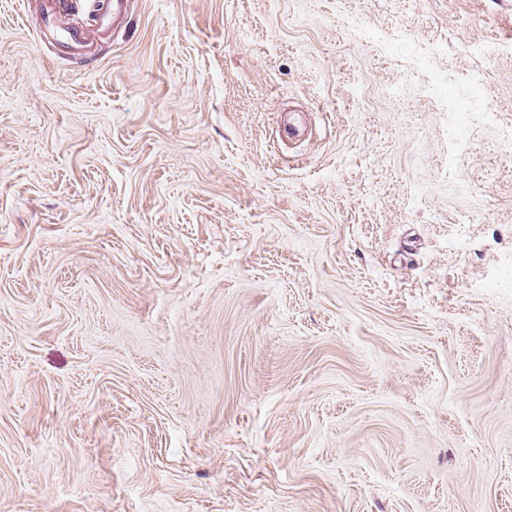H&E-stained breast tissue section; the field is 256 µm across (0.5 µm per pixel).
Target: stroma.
<instances>
[{
  "mask_svg": "<svg viewBox=\"0 0 512 512\" xmlns=\"http://www.w3.org/2000/svg\"><path fill=\"white\" fill-rule=\"evenodd\" d=\"M137 2L0 0V512H512V0Z\"/></svg>",
  "mask_w": 512,
  "mask_h": 512,
  "instance_id": "stroma-1",
  "label": "stroma"
}]
</instances>
